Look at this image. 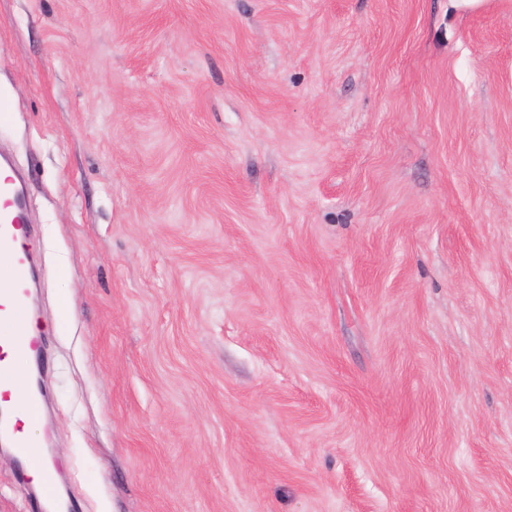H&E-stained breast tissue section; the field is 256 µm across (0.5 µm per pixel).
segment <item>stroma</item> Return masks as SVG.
Here are the masks:
<instances>
[{
	"instance_id": "stroma-1",
	"label": "stroma",
	"mask_w": 512,
	"mask_h": 512,
	"mask_svg": "<svg viewBox=\"0 0 512 512\" xmlns=\"http://www.w3.org/2000/svg\"><path fill=\"white\" fill-rule=\"evenodd\" d=\"M0 102L74 512H512V0H0Z\"/></svg>"
}]
</instances>
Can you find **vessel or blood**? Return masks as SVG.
I'll return each mask as SVG.
<instances>
[{
  "instance_id": "obj_1",
  "label": "vessel or blood",
  "mask_w": 512,
  "mask_h": 512,
  "mask_svg": "<svg viewBox=\"0 0 512 512\" xmlns=\"http://www.w3.org/2000/svg\"><path fill=\"white\" fill-rule=\"evenodd\" d=\"M15 179L0 181V257L5 258L13 269V281L9 289L0 293V317L6 318L12 312L24 309L31 296V286L35 282V267L32 255L26 245L30 229L26 222V200L19 197ZM43 338L37 324H29L14 337L0 338V351L9 350L13 358H0V380L5 379L12 361H23L42 352ZM0 432L9 434L17 454L26 466L43 470V485L52 488L55 473L46 467L43 458L32 452V443L21 436L18 422L11 419L0 420Z\"/></svg>"
}]
</instances>
